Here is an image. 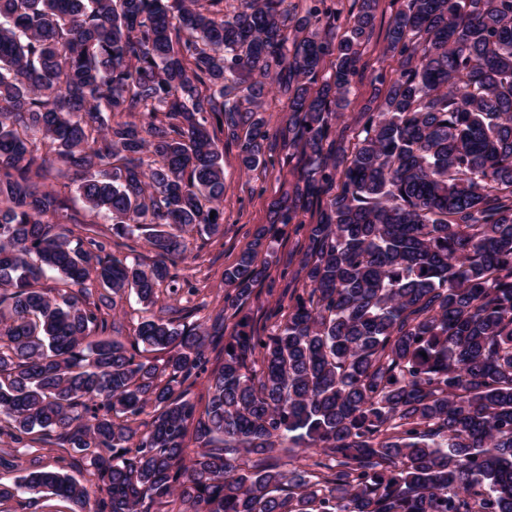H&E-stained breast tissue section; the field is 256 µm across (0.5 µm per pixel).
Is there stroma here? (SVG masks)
<instances>
[{
  "mask_svg": "<svg viewBox=\"0 0 512 512\" xmlns=\"http://www.w3.org/2000/svg\"><path fill=\"white\" fill-rule=\"evenodd\" d=\"M402 0H379L373 35L364 49V68L353 81L352 92L342 118L332 128L333 136L352 139L368 112L374 111L377 97L385 87L377 82V75L392 77L395 61L384 54L385 31L390 18L400 7ZM208 127L224 157V212L223 230L215 236H192L191 253L184 262L178 263L177 275L180 291L176 296L160 292L154 306L140 304L135 297L119 301L110 318L122 326L123 336L134 335L142 318L159 314L162 307L172 305L181 308L183 319L189 324L207 323L210 315L224 307V269L233 264L244 245L249 241L256 225L269 223L272 203L293 194L303 186L306 161L303 155L282 147H274L273 166L242 171L238 161V147L229 139L216 121ZM316 208L303 211L300 222L288 225L279 232L273 247L277 262L269 269L268 278L259 285L245 310L252 318L255 333L269 334L277 320L278 302L289 288L299 287L295 274L300 260L307 251L306 225L315 223ZM16 470L38 466L60 469L83 484H90L91 469L78 454L58 447L35 448L17 457Z\"/></svg>",
  "mask_w": 512,
  "mask_h": 512,
  "instance_id": "stroma-1",
  "label": "stroma"
}]
</instances>
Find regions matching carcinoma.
<instances>
[{
  "mask_svg": "<svg viewBox=\"0 0 512 512\" xmlns=\"http://www.w3.org/2000/svg\"><path fill=\"white\" fill-rule=\"evenodd\" d=\"M237 2L229 15L223 0H0V436L18 454L67 446L96 475L87 487L37 468L0 483V501L512 512V0H403L385 38L396 77L336 146L379 0H357L337 42L319 29L327 8ZM270 79L288 97V145L308 159L304 189L274 202L224 269L209 327L156 318L106 336L97 290L114 307L128 292L152 305L165 283L176 294L188 233L222 231L207 117L239 144L241 169L267 163ZM42 148L73 173L83 219L68 183L42 182ZM324 192L304 288L256 336L244 307L276 258L273 227ZM101 219L145 236L152 264L113 257ZM80 223L73 240L65 225ZM49 271L63 287H37ZM209 342L223 354L211 370ZM142 349L168 357L160 367ZM207 370L199 410L185 382ZM284 446L324 457L285 471L269 463Z\"/></svg>",
  "mask_w": 512,
  "mask_h": 512,
  "instance_id": "carcinoma-1",
  "label": "carcinoma"
}]
</instances>
